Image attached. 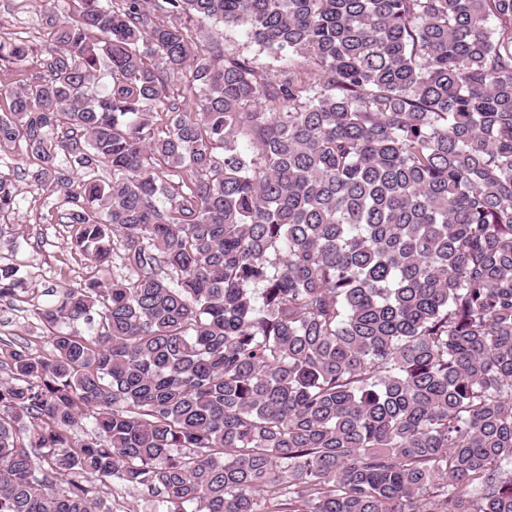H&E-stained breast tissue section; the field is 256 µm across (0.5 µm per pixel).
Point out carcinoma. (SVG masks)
I'll return each instance as SVG.
<instances>
[{"mask_svg":"<svg viewBox=\"0 0 512 512\" xmlns=\"http://www.w3.org/2000/svg\"><path fill=\"white\" fill-rule=\"evenodd\" d=\"M78 2L0 146L122 275L0 346V512H512V0ZM218 39L224 42V51L228 54H240L256 60L258 67L266 71L276 69L279 62L270 54L262 51L260 47L248 39L238 30L224 29L223 26L215 28ZM97 490L101 496L112 500V512H148L151 509L150 496L140 489L114 481L108 487L98 486Z\"/></svg>","mask_w":512,"mask_h":512,"instance_id":"obj_1","label":"carcinoma"}]
</instances>
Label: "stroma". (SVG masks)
<instances>
[{
    "label": "stroma",
    "mask_w": 512,
    "mask_h": 512,
    "mask_svg": "<svg viewBox=\"0 0 512 512\" xmlns=\"http://www.w3.org/2000/svg\"><path fill=\"white\" fill-rule=\"evenodd\" d=\"M77 15L76 0H0V38L21 40L29 48L22 65L0 63V112L9 107L7 89L40 76L49 19ZM33 170L21 148L0 149V178L15 186L20 199L19 209L0 215V261L17 267L25 281L14 300L0 302V338L40 350L46 338L35 325L34 309L49 305L56 289L92 278L108 280L116 269L99 270L70 248L74 229L58 221L65 197L46 195L33 181Z\"/></svg>",
    "instance_id": "1"
}]
</instances>
